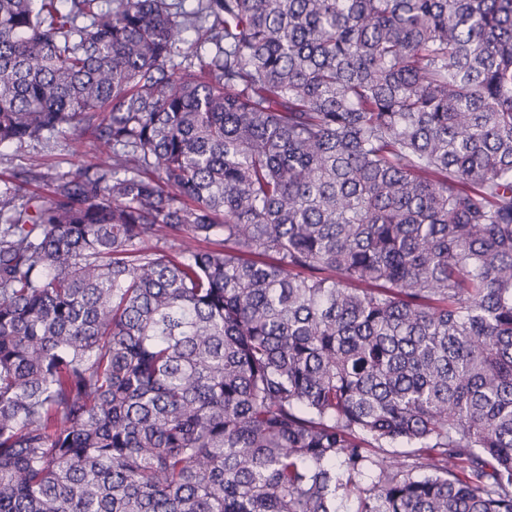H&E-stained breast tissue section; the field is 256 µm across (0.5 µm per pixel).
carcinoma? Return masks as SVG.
I'll return each mask as SVG.
<instances>
[{
  "label": "carcinoma",
  "mask_w": 512,
  "mask_h": 512,
  "mask_svg": "<svg viewBox=\"0 0 512 512\" xmlns=\"http://www.w3.org/2000/svg\"><path fill=\"white\" fill-rule=\"evenodd\" d=\"M87 131L0 178V512H512V0H0V145ZM111 155V149L100 146L89 133L81 137L59 134L49 150L37 142L27 143L22 148L0 146V176L20 167L30 168L41 177L31 186L38 192L46 188L43 185L46 180L80 166L106 165Z\"/></svg>",
  "instance_id": "obj_1"
}]
</instances>
